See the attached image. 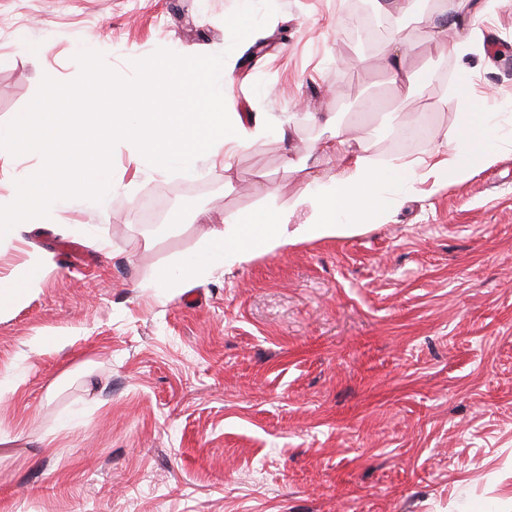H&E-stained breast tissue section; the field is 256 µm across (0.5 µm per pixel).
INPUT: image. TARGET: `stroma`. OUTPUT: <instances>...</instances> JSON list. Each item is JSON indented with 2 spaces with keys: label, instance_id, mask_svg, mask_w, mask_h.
Listing matches in <instances>:
<instances>
[{
  "label": "stroma",
  "instance_id": "35a3bbf8",
  "mask_svg": "<svg viewBox=\"0 0 512 512\" xmlns=\"http://www.w3.org/2000/svg\"><path fill=\"white\" fill-rule=\"evenodd\" d=\"M243 0H0V125L46 74L94 49L118 75L157 50L227 53L229 115L296 116L236 152L233 179L112 156L106 207L67 200L0 248V276L30 257L40 284L0 313V512H512V151L441 187L415 183L390 221L300 243L233 272L159 291L226 214L279 207L333 164L291 171L334 112L373 159L410 116H433L424 156L454 132L453 84L492 91L512 131V7L458 57L410 26L346 40L347 0H273L247 58L224 25ZM48 32L37 55L25 36ZM411 43L400 89L375 58ZM170 192L166 229L142 222ZM41 337L49 346H38Z\"/></svg>",
  "mask_w": 512,
  "mask_h": 512
}]
</instances>
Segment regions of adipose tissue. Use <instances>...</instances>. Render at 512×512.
<instances>
[{"mask_svg":"<svg viewBox=\"0 0 512 512\" xmlns=\"http://www.w3.org/2000/svg\"><path fill=\"white\" fill-rule=\"evenodd\" d=\"M510 5L512 0H447L439 12L425 13L419 11L418 0H383L375 16L384 22L412 20L440 48L463 53L472 43L476 19ZM450 102L462 110L449 157L435 150L414 162L380 165L360 139L335 128L313 149L316 158L334 163L335 176L313 177L305 194L281 207L226 215L223 227L213 230L200 249L177 268L163 271L155 287H184L206 276L218 262L230 272L259 254L359 233L372 222L390 218L417 181L420 169H427L435 184L458 182L475 166L492 164L499 151L512 149V138L498 133L488 98H472L465 78H458ZM42 276L41 263L31 258L9 277H0V311L36 288Z\"/></svg>","mask_w":512,"mask_h":512,"instance_id":"ef3b65f1","label":"adipose tissue"}]
</instances>
